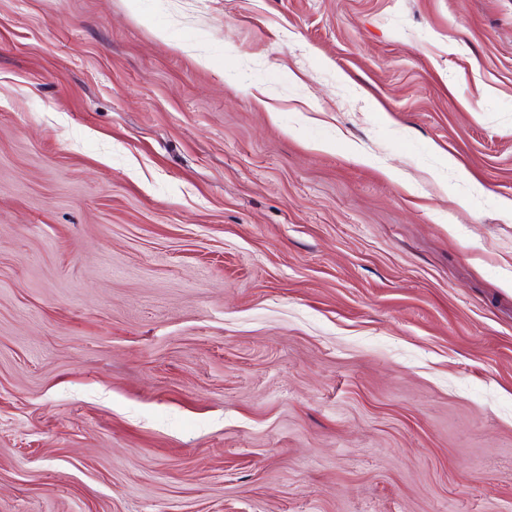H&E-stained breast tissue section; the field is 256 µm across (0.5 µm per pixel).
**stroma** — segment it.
Wrapping results in <instances>:
<instances>
[{
  "label": "stroma",
  "instance_id": "stroma-1",
  "mask_svg": "<svg viewBox=\"0 0 512 512\" xmlns=\"http://www.w3.org/2000/svg\"><path fill=\"white\" fill-rule=\"evenodd\" d=\"M0 512H512V0H0Z\"/></svg>",
  "mask_w": 512,
  "mask_h": 512
}]
</instances>
